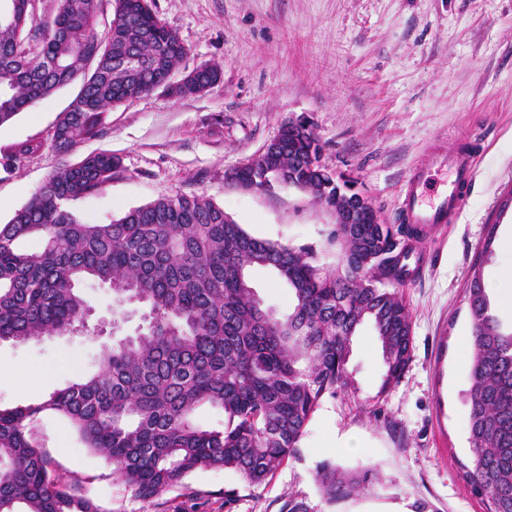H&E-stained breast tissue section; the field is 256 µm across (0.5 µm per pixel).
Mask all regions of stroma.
<instances>
[{
  "mask_svg": "<svg viewBox=\"0 0 512 512\" xmlns=\"http://www.w3.org/2000/svg\"><path fill=\"white\" fill-rule=\"evenodd\" d=\"M177 31L183 69L219 65L205 94L180 98L159 87L112 107L99 136L61 152L54 126L76 95L64 88L0 127V156L20 141L37 154L0 168V224L7 223L59 167L91 153L118 157L122 172L71 204L90 224H106L156 197L197 194L222 206L250 235L313 247L335 265L329 242L336 216L300 190L246 188L234 170L255 159L292 117L308 115L321 163L355 181L386 224H399L410 172L438 149L480 146L469 201L456 223L413 241L423 259L398 291L410 311L413 351L395 385L370 329L354 340L350 389L325 394L298 452L272 477L249 485L232 469L208 468L144 500L104 458L76 441L69 424L39 423L53 473L103 512H489L466 475L471 463L463 401L472 323L465 290L473 270L484 282L512 266L496 246L480 259L503 186L512 185V0H153ZM111 332L63 334L0 344V406L37 403L96 370ZM45 376L32 383L28 371ZM374 471L354 494L325 501L322 464Z\"/></svg>",
  "mask_w": 512,
  "mask_h": 512,
  "instance_id": "1",
  "label": "stroma"
}]
</instances>
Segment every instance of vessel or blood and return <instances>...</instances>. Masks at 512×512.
<instances>
[{
  "label": "vessel or blood",
  "instance_id": "obj_1",
  "mask_svg": "<svg viewBox=\"0 0 512 512\" xmlns=\"http://www.w3.org/2000/svg\"><path fill=\"white\" fill-rule=\"evenodd\" d=\"M476 153L469 147L437 151L416 168L408 179L402 203V220L417 228L429 229L438 224L454 223L460 210L465 185L471 183L475 170ZM449 173L446 188L434 200H425L428 170Z\"/></svg>",
  "mask_w": 512,
  "mask_h": 512
}]
</instances>
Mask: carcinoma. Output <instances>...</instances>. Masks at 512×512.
Wrapping results in <instances>:
<instances>
[{
	"label": "carcinoma",
	"mask_w": 512,
	"mask_h": 512,
	"mask_svg": "<svg viewBox=\"0 0 512 512\" xmlns=\"http://www.w3.org/2000/svg\"><path fill=\"white\" fill-rule=\"evenodd\" d=\"M31 0L0 16V126L60 89L80 83L73 112L61 114L53 146L69 151L100 132L101 115L152 91L179 71L186 48L152 0H115L105 38L94 0H59L54 17L27 27ZM36 41L39 49L28 48ZM218 67L194 82L209 87ZM278 148L236 170L251 182L265 166L320 202L324 174L311 167L322 147L310 127L283 125ZM18 143L5 169L40 150ZM121 171L118 158L92 153L55 170L46 186L0 224V343L85 328L92 312L78 285L112 289L113 312L143 309L133 337L103 347L97 371L40 403L0 407V512H103L62 485L38 436L45 414L65 419L79 443L105 458L136 496L152 499L198 469L233 468L262 483L297 452L307 422L327 393L352 386L353 338L371 328L385 366L382 389L398 382L413 349L409 310L396 290L410 275L407 240L389 224H337L331 268L308 247L248 234L202 195H161L108 224H87L70 207ZM41 247L29 251L23 240ZM267 269L293 297L288 314L264 307L251 273ZM472 353L464 394L473 487L491 512H512V331L502 330L485 288H467ZM210 406L224 419L202 426ZM324 498L348 497L365 478L324 464Z\"/></svg>",
	"instance_id": "cac0c4a2"
}]
</instances>
